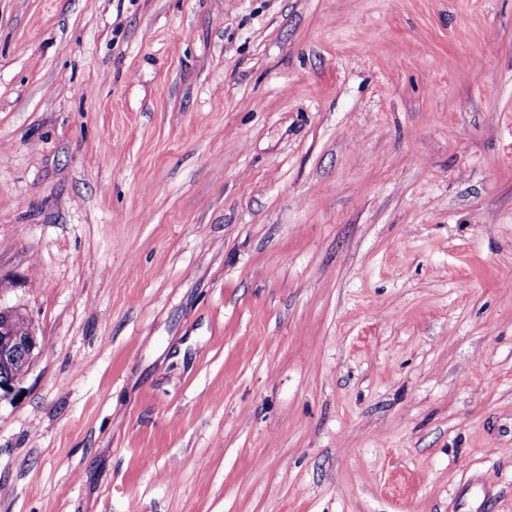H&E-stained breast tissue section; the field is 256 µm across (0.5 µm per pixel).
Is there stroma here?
<instances>
[{
	"label": "stroma",
	"instance_id": "35a3bbf8",
	"mask_svg": "<svg viewBox=\"0 0 512 512\" xmlns=\"http://www.w3.org/2000/svg\"><path fill=\"white\" fill-rule=\"evenodd\" d=\"M0 512H512V0H0ZM23 322L26 329L20 331L16 325ZM38 347L30 320L20 310L0 305V399L11 392L14 383L27 371Z\"/></svg>",
	"mask_w": 512,
	"mask_h": 512
}]
</instances>
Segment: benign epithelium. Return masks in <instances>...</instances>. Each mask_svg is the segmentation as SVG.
<instances>
[{
	"label": "benign epithelium",
	"instance_id": "1",
	"mask_svg": "<svg viewBox=\"0 0 512 512\" xmlns=\"http://www.w3.org/2000/svg\"><path fill=\"white\" fill-rule=\"evenodd\" d=\"M38 347L30 320L16 308L0 306V399L27 371Z\"/></svg>",
	"mask_w": 512,
	"mask_h": 512
}]
</instances>
